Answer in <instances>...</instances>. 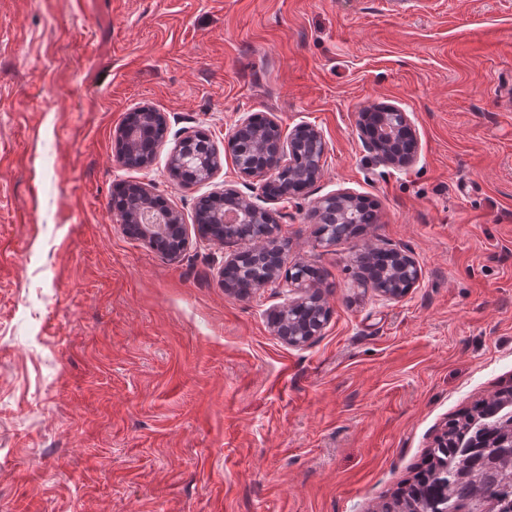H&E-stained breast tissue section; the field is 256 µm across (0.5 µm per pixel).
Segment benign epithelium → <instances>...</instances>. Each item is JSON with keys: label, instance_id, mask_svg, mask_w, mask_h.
I'll list each match as a JSON object with an SVG mask.
<instances>
[{"label": "benign epithelium", "instance_id": "obj_1", "mask_svg": "<svg viewBox=\"0 0 512 512\" xmlns=\"http://www.w3.org/2000/svg\"><path fill=\"white\" fill-rule=\"evenodd\" d=\"M375 118L364 112L359 116L357 129L361 139L373 153L375 162L396 170L414 165L419 156V143L414 122L406 109L395 104L372 106ZM140 126L129 129L120 125L115 131L117 151L115 160L128 168L148 169L154 162L149 134L157 125L167 124L166 116L151 107H140ZM200 132L191 131L179 140L168 161V169L187 171L196 176L198 183L213 182L222 169V159L213 145L196 146ZM246 139L250 147L233 157L234 165L244 178L258 181L256 195L244 194L233 184L200 196L195 206L194 224L198 237L218 244L238 242L245 247L224 255L221 269L224 291L238 293L236 275L244 267L261 264L265 269L263 283L268 285L284 280L295 298L272 314V324L277 336L291 347L308 346L321 335L330 317V310L316 287L318 276L310 264L286 263V249L280 246L278 235V211L267 207L269 203L294 199L313 185L321 176L322 159L326 141L314 126L301 123L288 136H283L278 118L269 114L263 124L255 125L248 115L239 120L228 135V141ZM121 190L132 193L130 204L118 211L117 217L124 231L147 240L151 231L159 229L172 238L175 247L164 251L170 259L179 258L189 245L188 230L179 211L167 208L166 223L159 226L148 224L155 200L159 199L150 184L128 183ZM222 200L232 209L236 221H226V212L214 210L210 204ZM361 197L347 191L326 195L318 199L312 210L316 223L322 225L321 244L332 246L336 241L352 237L359 229L351 224L352 212ZM392 263L387 276L374 275L368 267L367 257H356L365 285L371 287L386 300H398L414 288L421 279V268L405 249L396 246L382 248Z\"/></svg>", "mask_w": 512, "mask_h": 512}]
</instances>
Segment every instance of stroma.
I'll list each match as a JSON object with an SVG mask.
<instances>
[{
    "label": "stroma",
    "instance_id": "35a3bbf8",
    "mask_svg": "<svg viewBox=\"0 0 512 512\" xmlns=\"http://www.w3.org/2000/svg\"><path fill=\"white\" fill-rule=\"evenodd\" d=\"M410 112L418 162L377 165L356 130ZM164 112L150 169L115 160L127 112ZM272 113L316 126L321 178L277 203L288 263L331 314L275 335V284L245 298L227 245L175 261L109 200L146 182L194 221L168 158L200 130L251 192L227 134ZM378 221L317 245L314 202ZM388 243L422 270L403 298L360 285ZM512 382V0H0V512H377L449 419Z\"/></svg>",
    "mask_w": 512,
    "mask_h": 512
}]
</instances>
